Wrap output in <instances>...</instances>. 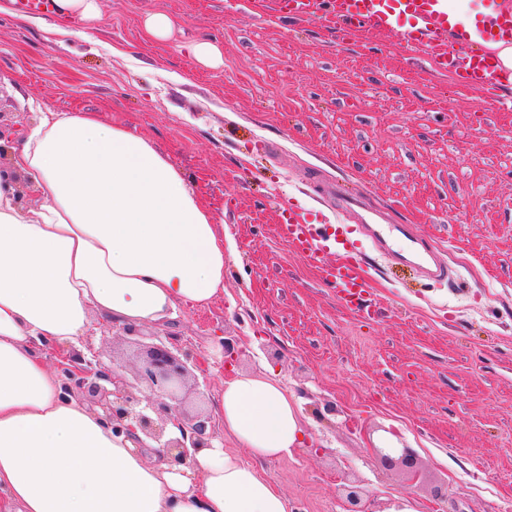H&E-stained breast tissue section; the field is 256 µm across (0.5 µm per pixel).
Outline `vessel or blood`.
<instances>
[{
  "instance_id": "vessel-or-blood-1",
  "label": "vessel or blood",
  "mask_w": 512,
  "mask_h": 512,
  "mask_svg": "<svg viewBox=\"0 0 512 512\" xmlns=\"http://www.w3.org/2000/svg\"><path fill=\"white\" fill-rule=\"evenodd\" d=\"M272 9L309 18L325 15L359 31L389 30L406 50L425 53L434 68L453 71L461 86L492 91L512 83L496 44L512 46V0H479L460 13L451 0H269ZM321 196L336 215L288 209L280 236L333 283L342 303L361 306L370 282L358 261L365 249L416 268L432 282L451 279L449 267L424 246L410 225L395 223L386 212L366 206L361 194L341 184L323 186Z\"/></svg>"
}]
</instances>
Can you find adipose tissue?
Returning <instances> with one entry per match:
<instances>
[{
    "label": "adipose tissue",
    "mask_w": 512,
    "mask_h": 512,
    "mask_svg": "<svg viewBox=\"0 0 512 512\" xmlns=\"http://www.w3.org/2000/svg\"><path fill=\"white\" fill-rule=\"evenodd\" d=\"M18 172L38 205H17ZM223 293L224 227L147 138L42 116L0 168V512H288L253 465L308 439L273 369L224 381L215 416L235 451L156 464L102 412L62 400L39 352L80 346L96 312L158 323Z\"/></svg>",
    "instance_id": "adipose-tissue-1"
}]
</instances>
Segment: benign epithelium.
<instances>
[{"label":"benign epithelium","instance_id":"7a95c632","mask_svg":"<svg viewBox=\"0 0 512 512\" xmlns=\"http://www.w3.org/2000/svg\"><path fill=\"white\" fill-rule=\"evenodd\" d=\"M201 368L200 357L191 351L184 352L179 359L161 342L145 346V356L137 370L136 378L145 384L155 398L141 406L137 385L126 381L121 369L110 367L97 356L87 359L77 353L65 356L58 363L62 397L81 390L98 399L105 419L116 434L132 436L139 446H148V441L159 444L162 452L176 464H188L201 448L212 447L214 425L211 417L204 414L188 416L182 409V391L192 375L191 368ZM116 389L108 391L106 385ZM173 421L180 426L181 436L163 440L166 424ZM380 463L385 467L400 465L406 469L407 477L415 480L419 468L413 453L402 449L398 456L375 449ZM346 512H368L367 492L354 483L344 488Z\"/></svg>","mask_w":512,"mask_h":512}]
</instances>
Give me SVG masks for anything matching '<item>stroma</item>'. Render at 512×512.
<instances>
[{
    "label": "stroma",
    "instance_id": "35a3bbf8",
    "mask_svg": "<svg viewBox=\"0 0 512 512\" xmlns=\"http://www.w3.org/2000/svg\"><path fill=\"white\" fill-rule=\"evenodd\" d=\"M99 18L19 16L0 0V121L22 137L41 113H93L148 137L233 247L224 293L139 326L202 357L185 408L213 412L235 368L273 367L312 441L262 465L288 512H344L357 482L373 512H512V85L489 94L434 71L395 34L295 18L265 0H97ZM168 15L157 39L147 19ZM214 43L221 61L192 48ZM312 170L358 188L443 250L445 284L401 266L374 273L372 314L345 308L282 241L281 212L316 201ZM132 373L125 325L93 315L82 341ZM393 435L409 481L373 456ZM383 444L387 446H383L384 448H392L390 451L397 452V448L395 446H391L390 442L382 441ZM384 448H374L375 454L377 455L380 463L385 467H393L396 465H400L406 469L407 477L413 481L417 478L419 468L415 461V457L413 453L409 450V448H403L400 455L393 456L389 451L386 452Z\"/></svg>",
    "mask_w": 512,
    "mask_h": 512
}]
</instances>
